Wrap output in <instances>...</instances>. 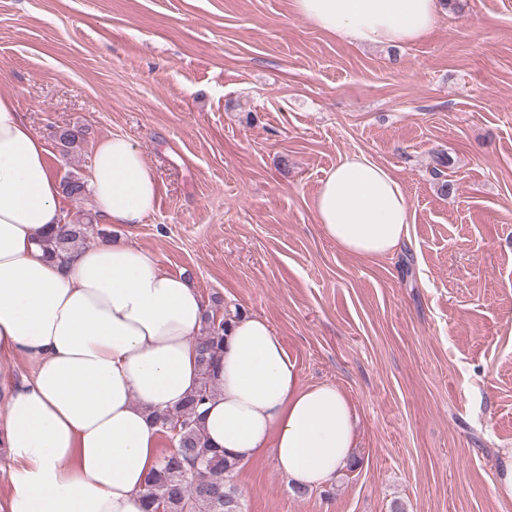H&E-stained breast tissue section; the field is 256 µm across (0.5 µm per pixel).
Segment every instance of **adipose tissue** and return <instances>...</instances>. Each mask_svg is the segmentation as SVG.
Wrapping results in <instances>:
<instances>
[{
  "mask_svg": "<svg viewBox=\"0 0 512 512\" xmlns=\"http://www.w3.org/2000/svg\"><path fill=\"white\" fill-rule=\"evenodd\" d=\"M295 12L356 45L418 41L445 0H292ZM48 150L13 98L0 96V358L36 369L0 379V447L14 465L0 512H144L161 464L155 412L197 387L206 304L191 282L122 238L48 258L38 240L63 222ZM101 219L143 223L157 176L128 138L100 141L88 175ZM323 236L369 259L394 255L411 209L394 172L341 158L313 197ZM203 422L212 447L247 462L272 452L290 486L330 482L354 457L358 417L333 384L304 383L268 320H234ZM33 370L34 362L24 356L0 360V374L6 375L18 383L29 380Z\"/></svg>",
  "mask_w": 512,
  "mask_h": 512,
  "instance_id": "1",
  "label": "adipose tissue"
}]
</instances>
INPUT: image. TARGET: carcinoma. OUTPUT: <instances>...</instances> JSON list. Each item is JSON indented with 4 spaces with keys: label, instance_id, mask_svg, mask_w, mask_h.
Instances as JSON below:
<instances>
[{
    "label": "carcinoma",
    "instance_id": "1",
    "mask_svg": "<svg viewBox=\"0 0 512 512\" xmlns=\"http://www.w3.org/2000/svg\"><path fill=\"white\" fill-rule=\"evenodd\" d=\"M78 127H63L55 133L57 144L64 152L83 140ZM62 193L75 201L87 194V184L76 176H66L60 182ZM94 233L92 219L78 213L67 220L58 233L43 241L45 251L65 257ZM228 321L204 319L199 346L200 383L193 394L178 405L154 415L159 431L170 433L179 429L176 448L163 455L160 468L147 482L146 498L149 512H229L242 510L236 490L224 475L239 466L208 443L201 422L204 405L216 392L215 370L224 349Z\"/></svg>",
    "mask_w": 512,
    "mask_h": 512
}]
</instances>
